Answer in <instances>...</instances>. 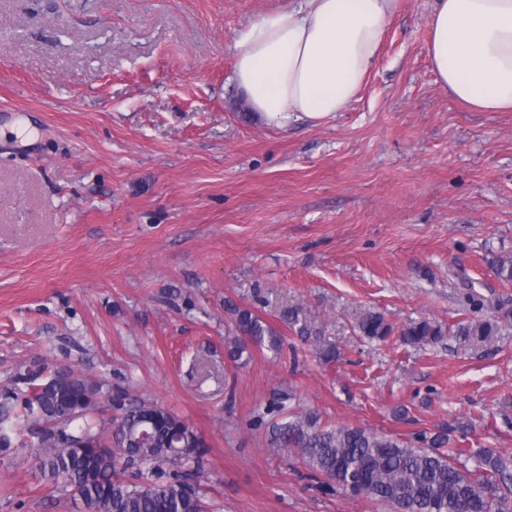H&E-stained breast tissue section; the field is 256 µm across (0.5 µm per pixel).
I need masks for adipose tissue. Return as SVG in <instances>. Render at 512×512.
I'll return each mask as SVG.
<instances>
[{
	"label": "adipose tissue",
	"instance_id": "1",
	"mask_svg": "<svg viewBox=\"0 0 512 512\" xmlns=\"http://www.w3.org/2000/svg\"><path fill=\"white\" fill-rule=\"evenodd\" d=\"M396 0H299L240 31L233 79L280 124L336 115L361 88ZM428 53L437 80L479 112L512 111V0H435Z\"/></svg>",
	"mask_w": 512,
	"mask_h": 512
}]
</instances>
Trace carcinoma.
Segmentation results:
<instances>
[{
	"label": "carcinoma",
	"instance_id": "obj_1",
	"mask_svg": "<svg viewBox=\"0 0 512 512\" xmlns=\"http://www.w3.org/2000/svg\"><path fill=\"white\" fill-rule=\"evenodd\" d=\"M491 268L512 281V259L494 257ZM228 356L238 361L250 347L279 352V332L248 309L234 310ZM359 332L371 341L397 335L414 348L436 346L452 334L474 345L497 335L498 319L473 317L449 332L429 319L399 330L375 311L363 313ZM115 399L122 414L106 427L91 413ZM468 426L418 431L406 439L356 425L330 427L313 412H297L269 429V447L288 448L328 485L386 505L393 512H512V477L490 448H462ZM26 432L40 449L37 468L89 512H206L199 491L176 471L184 461L203 467L204 448L179 417L127 389L112 393L73 372L55 378L45 363L23 364L12 387L0 391V452ZM474 462L479 475L467 467ZM173 467L168 473L164 467Z\"/></svg>",
	"mask_w": 512,
	"mask_h": 512
}]
</instances>
